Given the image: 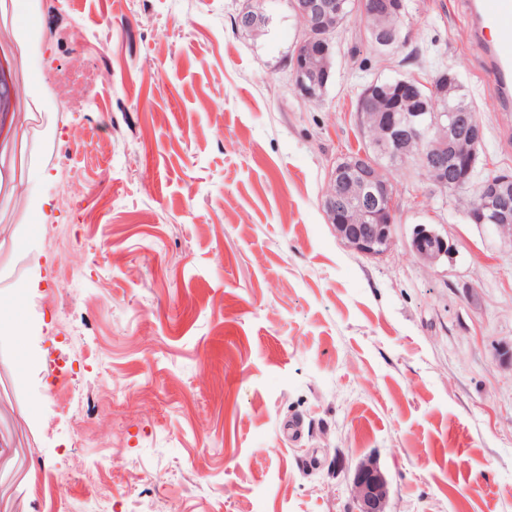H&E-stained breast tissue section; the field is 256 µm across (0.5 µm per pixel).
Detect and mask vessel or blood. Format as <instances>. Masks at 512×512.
<instances>
[{
  "mask_svg": "<svg viewBox=\"0 0 512 512\" xmlns=\"http://www.w3.org/2000/svg\"><path fill=\"white\" fill-rule=\"evenodd\" d=\"M470 32L487 56L485 76L512 106V0H469Z\"/></svg>",
  "mask_w": 512,
  "mask_h": 512,
  "instance_id": "b4317fda",
  "label": "vessel or blood"
}]
</instances>
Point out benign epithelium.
I'll return each instance as SVG.
<instances>
[{
  "label": "benign epithelium",
  "mask_w": 512,
  "mask_h": 512,
  "mask_svg": "<svg viewBox=\"0 0 512 512\" xmlns=\"http://www.w3.org/2000/svg\"><path fill=\"white\" fill-rule=\"evenodd\" d=\"M293 7L301 21L299 50L291 66L295 90L303 99L314 101L327 79L321 64L335 55L329 30L336 26V16L342 13L343 4L338 0H293ZM361 11L398 20L404 12V0H362ZM370 39L390 48L401 41L402 34L394 23L371 30ZM399 95L409 111L376 113V126L382 132L383 142L396 159L405 161L413 154L412 129L426 126L438 175L436 184L448 190V167L470 170L477 165L482 128L469 110L450 115L427 113V107L419 102L417 84L411 81L400 82ZM349 168L356 170L358 177H344L341 168L330 173L324 211L337 237L350 249L365 257L382 256L396 241L394 180L390 175H382L381 168L364 152L349 163ZM488 213L495 217L497 233L512 243L511 172H499L481 185L477 203L467 219L472 224H483ZM409 247L429 265L450 257L453 251L447 239L427 224L414 227ZM351 487L356 512H389V483L376 460L367 458L358 464Z\"/></svg>",
  "instance_id": "benign-epithelium-1"
}]
</instances>
